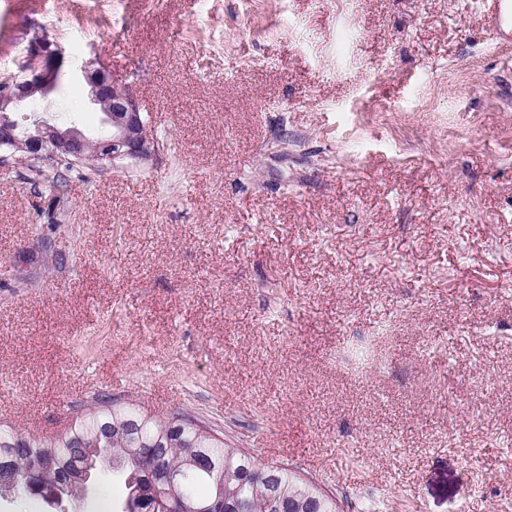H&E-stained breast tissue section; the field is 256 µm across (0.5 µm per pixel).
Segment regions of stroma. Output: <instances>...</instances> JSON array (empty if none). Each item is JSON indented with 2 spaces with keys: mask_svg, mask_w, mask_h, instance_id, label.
<instances>
[{
  "mask_svg": "<svg viewBox=\"0 0 512 512\" xmlns=\"http://www.w3.org/2000/svg\"><path fill=\"white\" fill-rule=\"evenodd\" d=\"M42 35L101 54L161 150L61 195L0 163V424L104 395L344 512H512V45L478 0H0V79ZM29 109L103 128L72 74ZM125 497L105 470L0 512Z\"/></svg>",
  "mask_w": 512,
  "mask_h": 512,
  "instance_id": "stroma-1",
  "label": "stroma"
}]
</instances>
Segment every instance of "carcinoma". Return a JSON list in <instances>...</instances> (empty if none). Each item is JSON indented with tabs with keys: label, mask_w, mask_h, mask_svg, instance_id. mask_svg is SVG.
I'll return each mask as SVG.
<instances>
[{
	"label": "carcinoma",
	"mask_w": 512,
	"mask_h": 512,
	"mask_svg": "<svg viewBox=\"0 0 512 512\" xmlns=\"http://www.w3.org/2000/svg\"><path fill=\"white\" fill-rule=\"evenodd\" d=\"M222 435L188 414L144 413L130 402L99 397L52 436H26L1 425L0 471L23 482L20 494L45 499L58 490L69 498L87 485L76 476L90 479L107 466L125 477L123 512H166L169 493L152 480L158 464L183 477L174 492L190 505L199 502L198 483L208 480L213 494L203 504L220 499L224 512H342L333 492ZM46 459L54 468L42 471Z\"/></svg>",
	"instance_id": "cac0c4a2"
}]
</instances>
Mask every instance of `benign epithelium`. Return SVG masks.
<instances>
[{"instance_id":"benign-epithelium-1","label":"benign epithelium","mask_w":512,"mask_h":512,"mask_svg":"<svg viewBox=\"0 0 512 512\" xmlns=\"http://www.w3.org/2000/svg\"><path fill=\"white\" fill-rule=\"evenodd\" d=\"M33 51L31 66L22 75L0 82V149L20 151L30 159L71 157L114 165L156 159L159 146L146 133L143 112L129 84L114 76L96 52L75 72L89 88L90 104L104 114L106 135L90 137L44 115L19 121L30 100L48 97L70 71L62 45L39 37Z\"/></svg>"}]
</instances>
